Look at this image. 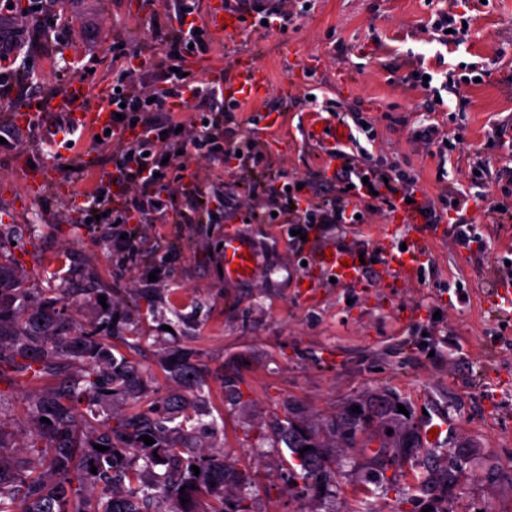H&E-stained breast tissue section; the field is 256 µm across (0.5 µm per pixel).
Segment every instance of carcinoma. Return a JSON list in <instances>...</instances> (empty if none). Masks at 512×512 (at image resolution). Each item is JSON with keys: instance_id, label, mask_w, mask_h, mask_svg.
I'll return each mask as SVG.
<instances>
[{"instance_id": "cac0c4a2", "label": "carcinoma", "mask_w": 512, "mask_h": 512, "mask_svg": "<svg viewBox=\"0 0 512 512\" xmlns=\"http://www.w3.org/2000/svg\"><path fill=\"white\" fill-rule=\"evenodd\" d=\"M28 298L23 278L0 264V377L12 373L36 388L28 401L33 436L24 454L14 455L0 438V512H251L250 473L226 463L220 453L189 446L207 426L196 405L207 386L206 368L186 351L165 355L164 365L184 392L153 398L144 375L112 352V310L97 325L78 328L62 291L40 297L32 308ZM72 368L75 381L64 377ZM51 376L61 380L41 387ZM118 401L126 408L116 422L99 419L102 404ZM400 403L389 390L355 399L325 430L342 448L356 447L367 434L378 442L372 464H397L421 450L418 423L398 412ZM355 406L360 412L351 411ZM273 433L299 461L302 480L330 486L333 471L319 433L296 410H286ZM142 435L155 443L145 444ZM96 444L108 450L99 451ZM306 446L310 450L299 453ZM453 481V467L445 464L425 482L434 512H448ZM182 496L189 503L182 504Z\"/></svg>"}]
</instances>
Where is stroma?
<instances>
[{"label": "stroma", "instance_id": "35a3bbf8", "mask_svg": "<svg viewBox=\"0 0 512 512\" xmlns=\"http://www.w3.org/2000/svg\"><path fill=\"white\" fill-rule=\"evenodd\" d=\"M59 8L72 17L70 28L43 17L48 35L32 55L45 88L56 85L68 54L90 68L89 86L110 84L117 35L145 58L164 53L162 36L143 22L149 7L142 0H60ZM437 8L436 0H316L298 29L240 25L202 62L227 79L241 59L265 73L264 98L243 101L237 119L276 113V123L258 134L260 149L294 176L323 167L333 145L310 133L320 121L303 96L313 88L370 123L374 162L414 173L419 194L437 197L439 165L447 163L471 188L470 213L487 242L480 252L456 245L447 222L396 224L377 215L367 226L319 235L363 253L368 264L362 283L341 285L309 266L308 247L287 227L247 224L241 211L228 210L215 224L137 225L136 249L122 255L112 247L111 225L75 213L77 197L30 192L28 168L47 161L42 128L49 118L24 128L18 146H0V260L26 278L33 295L69 289L77 326L98 322L112 305L123 318L112 346L145 371L154 396L180 388L161 369L160 353L172 346L193 352L213 374L200 403L213 430L201 442L251 472L253 512H423L421 484L431 461L447 454L456 466L448 512H512V313L487 306L491 285L512 275V223H487L481 190L470 185L475 149L494 122L512 117L504 89L512 76V0H489L467 43L440 60L439 44L420 30ZM380 45L396 62L468 76L459 98L444 95L448 107L435 114L440 132L456 140L447 156L425 150V93L375 58ZM229 232L258 246L248 280L227 281L219 270L218 246ZM414 239L428 254L422 279L384 288V253ZM454 280L463 281L465 302L449 292ZM306 281L312 291L303 289ZM222 372L236 378L239 398L226 396ZM386 389L411 409L424 451L390 466L379 482L365 457L335 447L327 450L335 467L327 490L292 474L289 451L268 431L285 406L319 425L350 400ZM28 399L20 382L0 378V432L16 449L29 437Z\"/></svg>", "mask_w": 512, "mask_h": 512}]
</instances>
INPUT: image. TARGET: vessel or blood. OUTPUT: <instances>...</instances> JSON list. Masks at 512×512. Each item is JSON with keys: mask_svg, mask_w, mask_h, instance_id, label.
Instances as JSON below:
<instances>
[{"mask_svg": "<svg viewBox=\"0 0 512 512\" xmlns=\"http://www.w3.org/2000/svg\"><path fill=\"white\" fill-rule=\"evenodd\" d=\"M204 21L215 34L227 31L223 0H207ZM265 80L253 66L237 64L232 81L223 83L224 96L229 100H256L264 93ZM112 94L109 86L99 87L90 92L85 83L76 81L52 99L35 96L24 100L13 112L12 120L17 124H30L42 113L54 112L69 116L85 135L93 136L104 132L113 139L123 138L124 132L112 128L107 102ZM252 240L235 233L224 238V277L230 281L249 279L257 268L256 263L248 262L249 254L255 253ZM427 260V253L419 242H411L406 250L388 252L384 259L386 267L385 285L398 287L415 279ZM311 261L321 271L335 277L337 282L361 281V264L356 251L338 247H317L311 253Z\"/></svg>", "mask_w": 512, "mask_h": 512, "instance_id": "b4317fda", "label": "vessel or blood"}]
</instances>
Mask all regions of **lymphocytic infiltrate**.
Returning <instances> with one entry per match:
<instances>
[{"label":"lymphocytic infiltrate","instance_id":"lymphocytic-infiltrate-1","mask_svg":"<svg viewBox=\"0 0 512 512\" xmlns=\"http://www.w3.org/2000/svg\"><path fill=\"white\" fill-rule=\"evenodd\" d=\"M470 2L460 0L462 10L458 13L438 10L434 21L425 24V32L436 35L443 46L465 44L469 35L465 9ZM201 3L165 0L162 10H151L149 22H177L168 33L164 57L156 64L159 84L146 86L140 78L146 61H134L124 45L115 46L110 112L120 115V128L134 126L139 133L117 142L107 184L85 194L84 212L110 215L116 224L133 220L141 224H209L222 216L225 208L235 207L243 210L250 223L289 224L309 234L323 224H365L374 215L389 214L405 205L425 223L434 224L439 220L437 207L444 204L454 213L452 228L457 245L484 248L483 238L468 215L466 192L443 190L438 201H416V176L396 164L380 168L356 137L326 152L328 162L336 166L334 197L305 198L303 190L310 187L312 176L298 178L270 164L264 171H256L262 154L253 128H239L236 139L224 138V127L234 123L240 102L224 101L220 87L196 72L180 73L187 57L206 55L215 41L214 34L202 24ZM224 7L260 21L277 20L282 31L306 14L296 0H225ZM0 59L12 64L10 70L0 72V100L15 89L24 98L40 94L39 78L10 34L0 33ZM175 100L184 105L197 102L199 114L188 123L178 124L171 114ZM200 155H220L235 161L233 181H225L220 167L203 174L189 172V159ZM174 184L179 185L185 199L180 210L175 209L170 193Z\"/></svg>","mask_w":512,"mask_h":512}]
</instances>
